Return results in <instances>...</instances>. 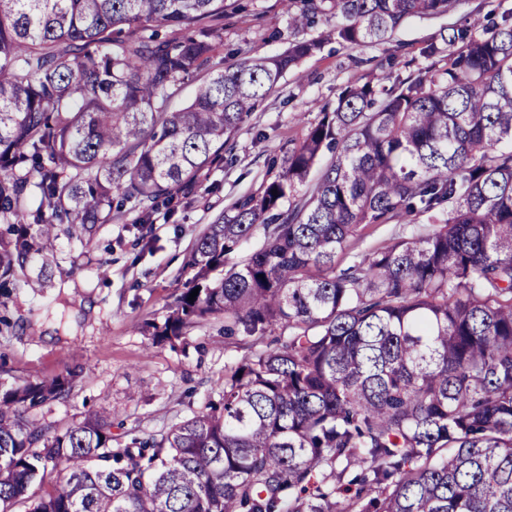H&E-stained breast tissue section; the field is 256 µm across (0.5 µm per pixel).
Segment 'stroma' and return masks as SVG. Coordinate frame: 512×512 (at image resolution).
<instances>
[{
  "mask_svg": "<svg viewBox=\"0 0 512 512\" xmlns=\"http://www.w3.org/2000/svg\"><path fill=\"white\" fill-rule=\"evenodd\" d=\"M242 9L224 21L218 50L228 58L282 52L293 34L283 0H238ZM512 14V0H458L441 17L409 18L386 44L351 48L339 42L332 21L305 31L319 49L281 79L234 137V161L203 171L182 189L175 216L138 221L137 209L98 225L88 243L60 236L57 266L46 288L16 287L0 295V384L69 377L66 401L33 410L32 418L60 431L86 408L112 412L120 440L159 432L218 396L224 362L240 356L217 329L192 330L182 344H151L143 322L162 319L177 288L189 278L188 251L216 215L258 194L273 177L270 155H284L302 140L322 107L335 106L349 86L407 76L424 64L422 50L440 29L475 17Z\"/></svg>",
  "mask_w": 512,
  "mask_h": 512,
  "instance_id": "1",
  "label": "stroma"
}]
</instances>
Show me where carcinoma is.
<instances>
[{
  "label": "carcinoma",
  "instance_id": "carcinoma-1",
  "mask_svg": "<svg viewBox=\"0 0 512 512\" xmlns=\"http://www.w3.org/2000/svg\"><path fill=\"white\" fill-rule=\"evenodd\" d=\"M285 2L295 32L329 16L356 47L455 0ZM229 9L0 0V289L21 274L42 287L59 233L80 239L127 203L173 213L318 47L295 37L226 66ZM480 24L440 30L429 64L390 86L347 88L197 238L192 277L141 330L172 344L218 323L242 342L219 401L126 442L107 411L60 432L24 417L66 400L70 378L0 385V512H512V22ZM404 222L337 266L366 226ZM267 336L277 347L256 348Z\"/></svg>",
  "mask_w": 512,
  "mask_h": 512
}]
</instances>
